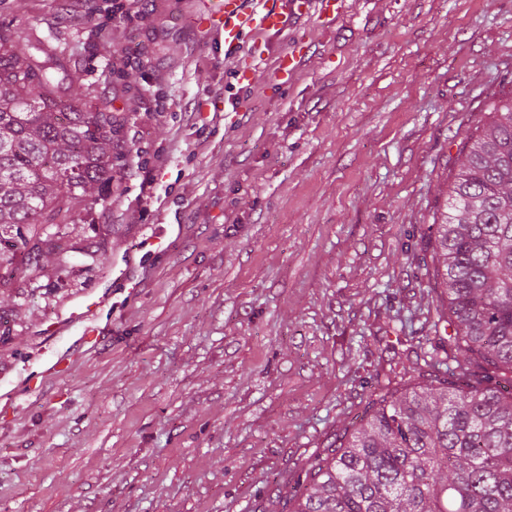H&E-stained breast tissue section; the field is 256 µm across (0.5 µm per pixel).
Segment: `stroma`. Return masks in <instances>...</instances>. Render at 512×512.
<instances>
[{"label": "stroma", "mask_w": 512, "mask_h": 512, "mask_svg": "<svg viewBox=\"0 0 512 512\" xmlns=\"http://www.w3.org/2000/svg\"><path fill=\"white\" fill-rule=\"evenodd\" d=\"M199 2L0 0V22L112 108L126 153L82 218L84 245L106 224L111 252L0 299L19 310L0 345V512H281L280 486L431 332L429 226L512 91V0H343L332 21L292 6L233 49ZM109 288L99 339L75 324L44 343Z\"/></svg>", "instance_id": "1"}]
</instances>
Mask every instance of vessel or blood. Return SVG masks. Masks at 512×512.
<instances>
[{
	"mask_svg": "<svg viewBox=\"0 0 512 512\" xmlns=\"http://www.w3.org/2000/svg\"><path fill=\"white\" fill-rule=\"evenodd\" d=\"M284 20L280 0H206L201 23L223 34L225 45L234 47L247 34L281 29Z\"/></svg>",
	"mask_w": 512,
	"mask_h": 512,
	"instance_id": "1",
	"label": "vessel or blood"
}]
</instances>
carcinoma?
<instances>
[{
	"instance_id": "cac0c4a2",
	"label": "carcinoma",
	"mask_w": 512,
	"mask_h": 512,
	"mask_svg": "<svg viewBox=\"0 0 512 512\" xmlns=\"http://www.w3.org/2000/svg\"><path fill=\"white\" fill-rule=\"evenodd\" d=\"M28 40L0 23L1 295L71 273L80 211L104 201L123 158L116 115L74 97L69 60ZM491 115L433 225L452 334L387 378L350 437L289 484L283 512H512V93Z\"/></svg>"
}]
</instances>
